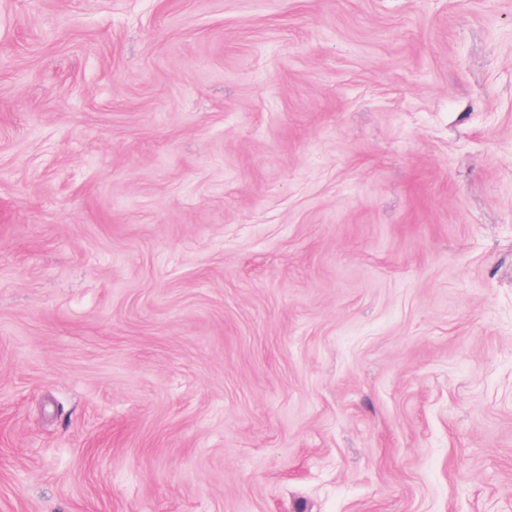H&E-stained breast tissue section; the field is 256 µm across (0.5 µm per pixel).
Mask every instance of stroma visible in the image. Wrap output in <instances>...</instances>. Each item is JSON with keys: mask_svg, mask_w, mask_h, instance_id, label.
<instances>
[{"mask_svg": "<svg viewBox=\"0 0 512 512\" xmlns=\"http://www.w3.org/2000/svg\"><path fill=\"white\" fill-rule=\"evenodd\" d=\"M0 512H512V0H0Z\"/></svg>", "mask_w": 512, "mask_h": 512, "instance_id": "stroma-1", "label": "stroma"}]
</instances>
